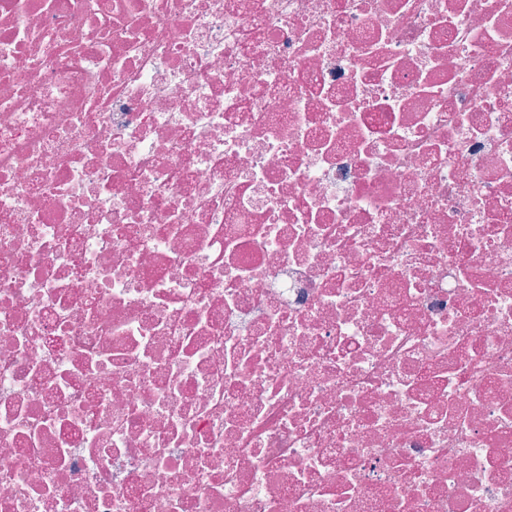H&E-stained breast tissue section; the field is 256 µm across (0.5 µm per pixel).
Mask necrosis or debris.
I'll return each instance as SVG.
<instances>
[{"label": "necrosis or debris", "instance_id": "4bbe7bcc", "mask_svg": "<svg viewBox=\"0 0 512 512\" xmlns=\"http://www.w3.org/2000/svg\"><path fill=\"white\" fill-rule=\"evenodd\" d=\"M0 512H512V0H0Z\"/></svg>", "mask_w": 512, "mask_h": 512}]
</instances>
